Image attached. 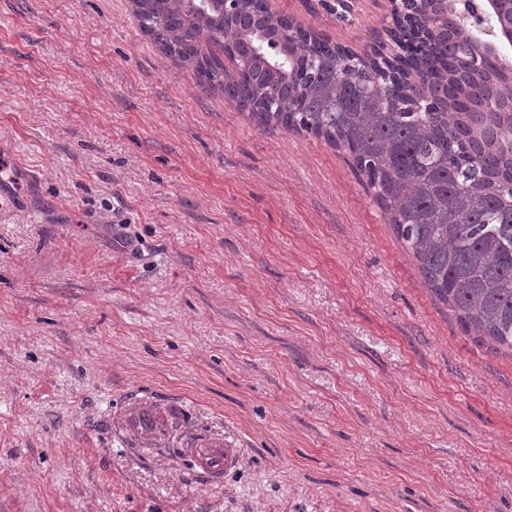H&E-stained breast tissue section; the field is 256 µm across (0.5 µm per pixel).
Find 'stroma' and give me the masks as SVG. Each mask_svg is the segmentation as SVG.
<instances>
[{
  "instance_id": "1",
  "label": "stroma",
  "mask_w": 512,
  "mask_h": 512,
  "mask_svg": "<svg viewBox=\"0 0 512 512\" xmlns=\"http://www.w3.org/2000/svg\"><path fill=\"white\" fill-rule=\"evenodd\" d=\"M268 4L358 52L391 8ZM0 161V512H512V353L131 0H0ZM150 407L223 477L135 447Z\"/></svg>"
}]
</instances>
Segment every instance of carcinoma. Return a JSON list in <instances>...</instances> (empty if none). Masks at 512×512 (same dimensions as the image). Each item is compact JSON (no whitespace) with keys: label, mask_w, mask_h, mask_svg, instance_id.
Segmentation results:
<instances>
[{"label":"carcinoma","mask_w":512,"mask_h":512,"mask_svg":"<svg viewBox=\"0 0 512 512\" xmlns=\"http://www.w3.org/2000/svg\"><path fill=\"white\" fill-rule=\"evenodd\" d=\"M133 0L142 31L189 64L201 86L265 126L306 131L352 162L403 249L463 331L512 351V59L472 0H403L379 47L360 56L267 0ZM495 29L508 5L486 0ZM237 62L224 81V61ZM141 447L171 451L216 477L224 443L136 409Z\"/></svg>","instance_id":"obj_1"}]
</instances>
